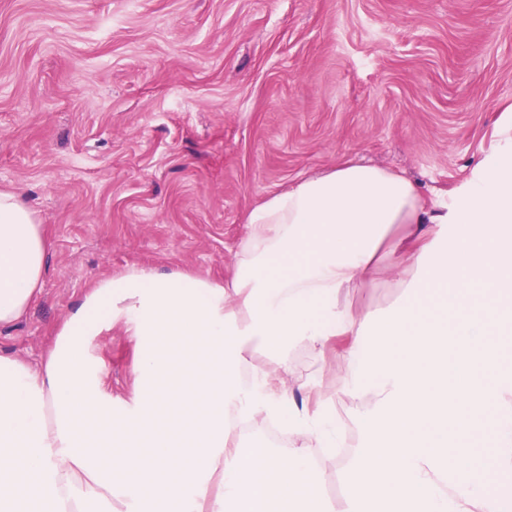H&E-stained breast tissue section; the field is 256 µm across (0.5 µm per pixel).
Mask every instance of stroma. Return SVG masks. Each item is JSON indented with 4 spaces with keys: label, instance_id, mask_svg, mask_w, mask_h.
Here are the masks:
<instances>
[{
    "label": "stroma",
    "instance_id": "obj_1",
    "mask_svg": "<svg viewBox=\"0 0 512 512\" xmlns=\"http://www.w3.org/2000/svg\"><path fill=\"white\" fill-rule=\"evenodd\" d=\"M512 0H0V190L52 242L42 292L0 328L38 363L103 276L221 280L243 216L344 159L448 201L512 121ZM98 355L136 386L121 328ZM309 401L356 404L335 367L289 352Z\"/></svg>",
    "mask_w": 512,
    "mask_h": 512
}]
</instances>
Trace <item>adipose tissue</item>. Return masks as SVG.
<instances>
[{
	"mask_svg": "<svg viewBox=\"0 0 512 512\" xmlns=\"http://www.w3.org/2000/svg\"><path fill=\"white\" fill-rule=\"evenodd\" d=\"M449 205L391 169L342 161L244 215L231 278L146 268L96 280L38 365L0 353V506L8 512H333L301 450L233 444L231 417L342 447L325 403L295 399L287 350L346 345L343 387L366 445L345 512H512V122ZM51 242L0 191V327L42 291ZM390 271L385 312L340 298ZM123 326L138 386L114 402L92 355ZM264 348L275 373L251 370ZM496 447L477 456L474 439Z\"/></svg>",
	"mask_w": 512,
	"mask_h": 512,
	"instance_id": "ef3b65f1",
	"label": "adipose tissue"
}]
</instances>
